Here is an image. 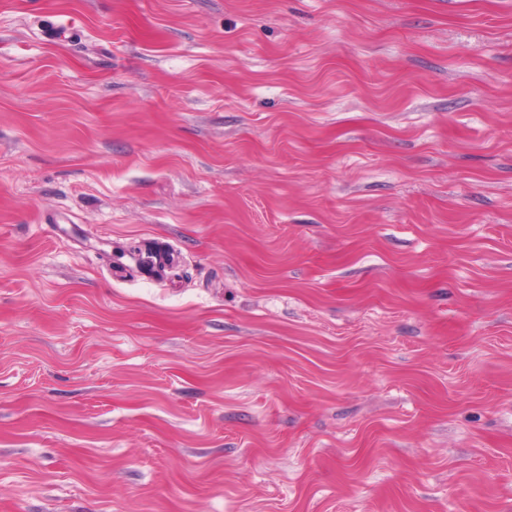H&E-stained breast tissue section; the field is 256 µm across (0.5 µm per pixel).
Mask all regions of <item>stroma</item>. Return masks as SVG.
<instances>
[{
	"label": "stroma",
	"instance_id": "35a3bbf8",
	"mask_svg": "<svg viewBox=\"0 0 512 512\" xmlns=\"http://www.w3.org/2000/svg\"><path fill=\"white\" fill-rule=\"evenodd\" d=\"M0 512H512V0H0Z\"/></svg>",
	"mask_w": 512,
	"mask_h": 512
}]
</instances>
